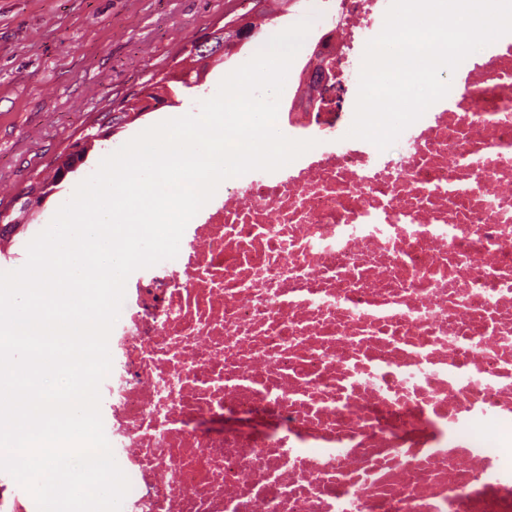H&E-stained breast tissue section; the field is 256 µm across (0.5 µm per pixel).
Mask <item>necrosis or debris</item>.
<instances>
[{
    "label": "necrosis or debris",
    "instance_id": "necrosis-or-debris-1",
    "mask_svg": "<svg viewBox=\"0 0 512 512\" xmlns=\"http://www.w3.org/2000/svg\"><path fill=\"white\" fill-rule=\"evenodd\" d=\"M388 0H338L343 66ZM225 180L127 280L100 385L129 512H512V34L406 128Z\"/></svg>",
    "mask_w": 512,
    "mask_h": 512
}]
</instances>
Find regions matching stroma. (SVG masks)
<instances>
[{"label":"stroma","instance_id":"obj_1","mask_svg":"<svg viewBox=\"0 0 512 512\" xmlns=\"http://www.w3.org/2000/svg\"><path fill=\"white\" fill-rule=\"evenodd\" d=\"M241 0H0V212L55 167L58 156L151 77L176 68L189 42L223 26ZM336 0H297L256 39L209 67L178 105L139 116L99 140L23 229L9 236L0 271L22 267L26 247L71 187L130 138L170 115L198 112L215 82L250 60L273 33L309 18L327 21Z\"/></svg>","mask_w":512,"mask_h":512}]
</instances>
